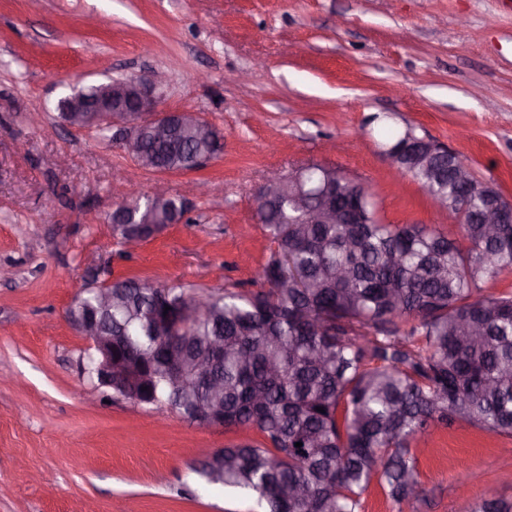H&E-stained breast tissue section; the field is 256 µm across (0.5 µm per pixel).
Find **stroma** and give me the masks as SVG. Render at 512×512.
<instances>
[{"instance_id":"1","label":"stroma","mask_w":512,"mask_h":512,"mask_svg":"<svg viewBox=\"0 0 512 512\" xmlns=\"http://www.w3.org/2000/svg\"><path fill=\"white\" fill-rule=\"evenodd\" d=\"M153 70L161 108L201 113L224 149L167 175L184 222L125 258L113 204L155 174L122 141L62 124L47 137L29 115L55 122L68 84ZM409 128L512 200V0H0V512H256L200 468L261 434L113 398L65 312L100 271L252 288L269 246L256 192L308 162L369 188L386 223L447 227L393 176L386 151ZM411 451L420 496L373 484L364 512H469L489 487L512 501L510 436L437 423Z\"/></svg>"}]
</instances>
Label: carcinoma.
<instances>
[{
    "label": "carcinoma",
    "mask_w": 512,
    "mask_h": 512,
    "mask_svg": "<svg viewBox=\"0 0 512 512\" xmlns=\"http://www.w3.org/2000/svg\"><path fill=\"white\" fill-rule=\"evenodd\" d=\"M144 147L159 170L194 171L208 144ZM445 165L448 177L433 179ZM465 165L450 154L411 172L438 203L464 212L455 237L384 223L362 186L351 188L359 224H306L291 195L259 206L271 243L260 288H226L210 295L207 314L182 318L186 339L176 350L188 387L169 377L165 360L169 323L194 294L181 284L112 281L119 302L104 324L113 356L143 376L146 404L208 427L197 408L216 383L224 427H253L264 439L215 453L201 469L207 483L255 496L261 512H362L374 480L397 503L420 495L410 445L431 424L512 436V292L481 294L487 280L512 273V224L473 219L483 185L474 175L458 182ZM304 168L313 207L336 171ZM132 204L127 222L112 225L120 246L163 228L152 223L149 198ZM203 360L210 367L197 369ZM473 512H512V502L486 497Z\"/></svg>",
    "instance_id": "1"
}]
</instances>
